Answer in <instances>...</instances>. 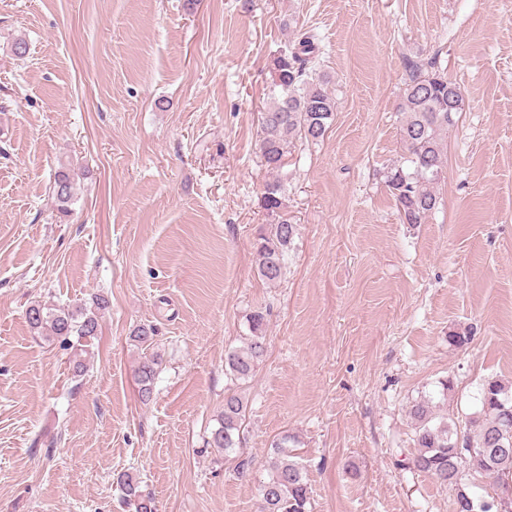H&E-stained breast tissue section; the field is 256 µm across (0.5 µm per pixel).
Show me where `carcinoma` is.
I'll return each instance as SVG.
<instances>
[{
	"instance_id": "cac0c4a2",
	"label": "carcinoma",
	"mask_w": 512,
	"mask_h": 512,
	"mask_svg": "<svg viewBox=\"0 0 512 512\" xmlns=\"http://www.w3.org/2000/svg\"><path fill=\"white\" fill-rule=\"evenodd\" d=\"M321 41L311 31H299L272 61L269 106L261 114L259 149L266 168L277 172L290 153L292 138H322L332 124L336 99L328 89L329 77L321 70ZM460 87L441 73L436 60L428 70L417 69L403 90L399 112L400 135L404 154L387 168L386 183L397 203L405 224H420L437 203L435 187L445 164L444 141L455 125L454 116L464 110ZM58 212L67 216L74 201V177L64 164L54 176L52 189ZM262 207L273 218L270 231L259 234L256 264L259 276L268 282L283 273L288 245L295 234L285 212L283 186L274 181L266 184ZM105 298L96 296L89 308L33 305L26 319L33 333L45 339H57L66 347H76L75 355L88 353L89 343L100 332L99 312L106 309ZM265 314L257 310L249 317L247 346L225 353L224 366L236 381L252 376L263 360L267 347L264 331ZM156 328L141 324L130 334L134 346L147 350L154 344ZM161 365L160 355L141 358L136 374L142 401L151 400L154 382ZM480 409L464 424L457 426L433 423L430 401L414 404L409 414L415 422L416 453L409 465L443 485L457 487L453 512H512V428L507 426L505 409L512 410V385L498 380L486 381L479 390ZM245 400L233 388L224 394V410L218 427L212 430L206 445L229 451L240 440ZM288 437L274 443L267 454V478L259 485V512H308L309 491L304 468L291 458L285 448ZM469 469L502 488L505 496L480 497L459 483V474ZM135 512H156L151 495L140 489L138 478L131 473L117 477Z\"/></svg>"
}]
</instances>
